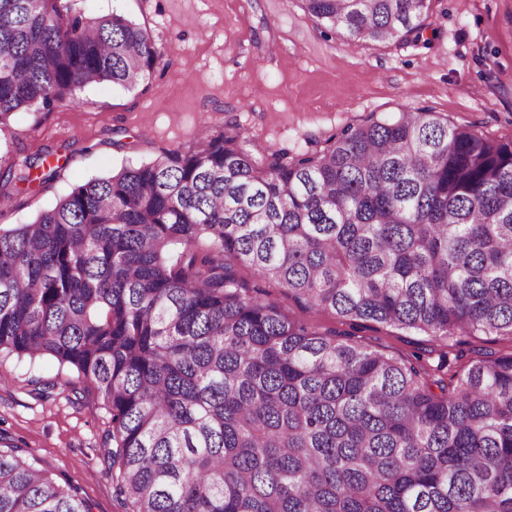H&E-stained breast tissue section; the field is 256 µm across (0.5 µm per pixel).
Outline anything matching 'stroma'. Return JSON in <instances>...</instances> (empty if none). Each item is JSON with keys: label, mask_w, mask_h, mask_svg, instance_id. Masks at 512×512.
I'll use <instances>...</instances> for the list:
<instances>
[{"label": "stroma", "mask_w": 512, "mask_h": 512, "mask_svg": "<svg viewBox=\"0 0 512 512\" xmlns=\"http://www.w3.org/2000/svg\"><path fill=\"white\" fill-rule=\"evenodd\" d=\"M91 16L117 12L148 31L158 52L144 86L102 82L79 104L22 111L0 128V152L44 151L61 166L0 210V227L31 222L83 181L193 146L207 124L239 123L251 149H303L371 112L425 104L489 138H512V0H432L429 46L351 45L323 32L300 0H75ZM264 298L289 318L397 359L453 370L512 352V338L445 342L384 324L349 329L302 308L281 286ZM109 413L76 374L51 359L0 360V448L64 477L92 512H129L113 494Z\"/></svg>", "instance_id": "35a3bbf8"}]
</instances>
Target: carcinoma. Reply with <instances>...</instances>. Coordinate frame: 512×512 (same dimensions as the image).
<instances>
[{"label":"carcinoma","instance_id":"carcinoma-1","mask_svg":"<svg viewBox=\"0 0 512 512\" xmlns=\"http://www.w3.org/2000/svg\"><path fill=\"white\" fill-rule=\"evenodd\" d=\"M351 45L426 44L431 0H300ZM153 39L70 0H0V127L150 78ZM184 151L75 186L0 228V355L54 359L109 412L132 512H512V353L455 374L294 321L304 308L438 340L512 336V141L428 105L370 113L315 149ZM49 154L0 159L32 184ZM0 512H90L0 449Z\"/></svg>","mask_w":512,"mask_h":512}]
</instances>
